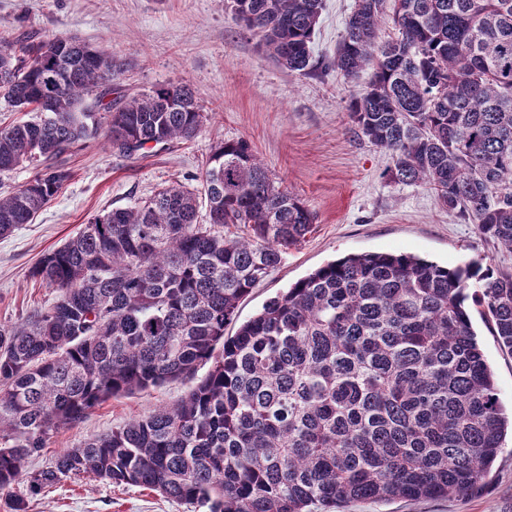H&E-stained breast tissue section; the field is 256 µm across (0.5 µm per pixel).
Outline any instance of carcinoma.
<instances>
[{
	"mask_svg": "<svg viewBox=\"0 0 512 512\" xmlns=\"http://www.w3.org/2000/svg\"><path fill=\"white\" fill-rule=\"evenodd\" d=\"M322 8L230 0L258 46L303 75L317 71ZM389 13L397 36L381 42ZM367 65L350 117L357 135L391 152V180L430 186L512 252V0H355L326 67L354 76ZM120 71L112 53L75 36L0 39V98L34 113L0 127V172L36 169L0 196V236L62 191L72 148L101 137L133 157L189 140L207 121L185 85L115 95ZM199 180L94 216L33 269L57 297L0 330V492L23 482L36 495L87 474L193 512H343L358 500L483 488L512 415L472 310L512 354V270L350 254L226 338L241 299L305 241L314 216L244 139L216 145ZM179 379L193 385L174 403L27 470L58 427Z\"/></svg>",
	"mask_w": 512,
	"mask_h": 512,
	"instance_id": "cac0c4a2",
	"label": "carcinoma"
}]
</instances>
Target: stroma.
Wrapping results in <instances>:
<instances>
[{"instance_id": "obj_1", "label": "stroma", "mask_w": 512, "mask_h": 512, "mask_svg": "<svg viewBox=\"0 0 512 512\" xmlns=\"http://www.w3.org/2000/svg\"><path fill=\"white\" fill-rule=\"evenodd\" d=\"M354 0H324L311 44L313 59L332 57ZM75 35L112 51L122 65L121 94L134 96L162 83L192 87L209 120L187 141L127 158L103 143L73 150L72 177L31 223L0 237V329L48 307L55 289L32 278L42 255L74 236L94 215L127 207L159 188L185 182L204 169L213 147L246 139L269 174L298 194L315 215L314 229L239 306V323L314 269L347 254L408 252L442 265L472 261L512 268V252L494 246L477 225L442 208L425 186L392 182L390 154L357 138L348 101L368 72L348 77L328 68L306 76L282 69L233 18L225 0H0V39ZM473 327L504 407H512V354L502 351L481 318ZM176 381L109 399L78 425L54 431L31 458L36 470L55 454L176 401ZM28 512H191L134 486L116 487L80 475L44 488ZM345 512H512V440L504 442L488 488L466 497L359 500Z\"/></svg>"}]
</instances>
